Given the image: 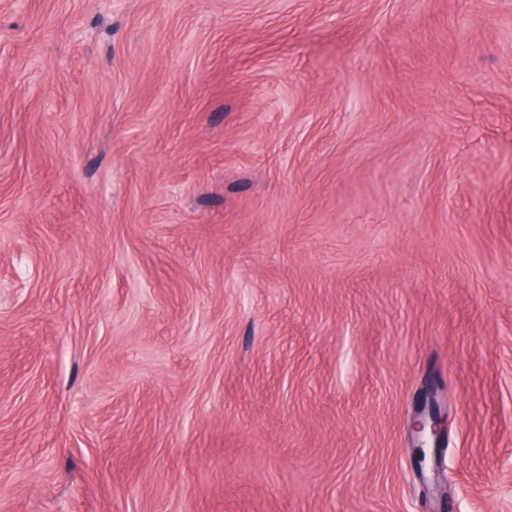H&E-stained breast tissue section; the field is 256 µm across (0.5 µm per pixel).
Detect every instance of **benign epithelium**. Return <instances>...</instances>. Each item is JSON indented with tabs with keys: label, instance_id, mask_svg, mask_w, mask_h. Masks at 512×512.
<instances>
[{
	"label": "benign epithelium",
	"instance_id": "obj_1",
	"mask_svg": "<svg viewBox=\"0 0 512 512\" xmlns=\"http://www.w3.org/2000/svg\"><path fill=\"white\" fill-rule=\"evenodd\" d=\"M450 421L448 408L441 406L434 391H429L424 405L415 413L411 426L413 462L418 470H424L438 456L448 436Z\"/></svg>",
	"mask_w": 512,
	"mask_h": 512
}]
</instances>
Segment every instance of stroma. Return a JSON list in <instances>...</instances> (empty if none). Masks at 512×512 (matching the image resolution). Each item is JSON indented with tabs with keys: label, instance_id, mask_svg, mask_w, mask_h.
Segmentation results:
<instances>
[{
	"label": "stroma",
	"instance_id": "1",
	"mask_svg": "<svg viewBox=\"0 0 512 512\" xmlns=\"http://www.w3.org/2000/svg\"><path fill=\"white\" fill-rule=\"evenodd\" d=\"M0 512H512V0H0ZM435 394L433 390L426 394L425 403L415 413L411 426L413 462L421 475L432 459L436 464L451 421L448 408L441 406Z\"/></svg>",
	"mask_w": 512,
	"mask_h": 512
}]
</instances>
